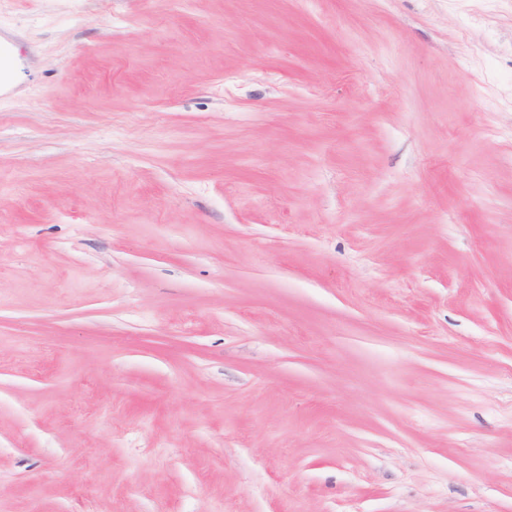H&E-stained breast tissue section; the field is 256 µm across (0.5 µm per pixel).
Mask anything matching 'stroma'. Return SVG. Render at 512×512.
I'll return each instance as SVG.
<instances>
[{
	"mask_svg": "<svg viewBox=\"0 0 512 512\" xmlns=\"http://www.w3.org/2000/svg\"><path fill=\"white\" fill-rule=\"evenodd\" d=\"M0 30V512H512V0Z\"/></svg>",
	"mask_w": 512,
	"mask_h": 512,
	"instance_id": "obj_1",
	"label": "stroma"
}]
</instances>
